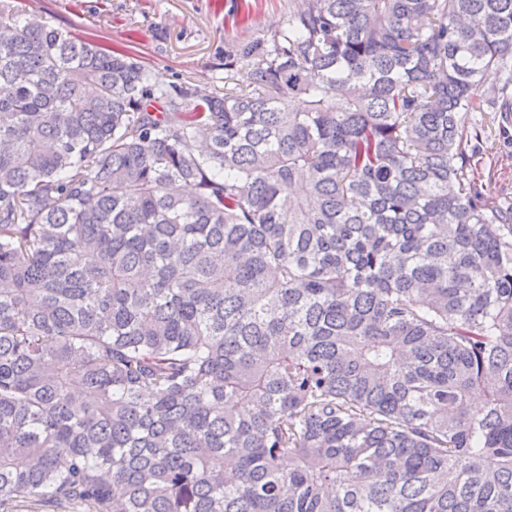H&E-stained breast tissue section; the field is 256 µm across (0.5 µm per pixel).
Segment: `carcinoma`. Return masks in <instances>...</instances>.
Instances as JSON below:
<instances>
[{"label": "carcinoma", "mask_w": 512, "mask_h": 512, "mask_svg": "<svg viewBox=\"0 0 512 512\" xmlns=\"http://www.w3.org/2000/svg\"><path fill=\"white\" fill-rule=\"evenodd\" d=\"M302 2L207 94L0 0V508L512 512V0ZM511 114V115H510ZM468 112L463 125L482 200L512 203V113Z\"/></svg>", "instance_id": "1"}]
</instances>
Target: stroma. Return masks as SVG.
<instances>
[{"mask_svg": "<svg viewBox=\"0 0 512 512\" xmlns=\"http://www.w3.org/2000/svg\"><path fill=\"white\" fill-rule=\"evenodd\" d=\"M54 27L133 50L166 82L211 93L224 85V51L271 38L294 0H14ZM463 125L483 201L512 203V114L470 112Z\"/></svg>", "mask_w": 512, "mask_h": 512, "instance_id": "1", "label": "stroma"}]
</instances>
